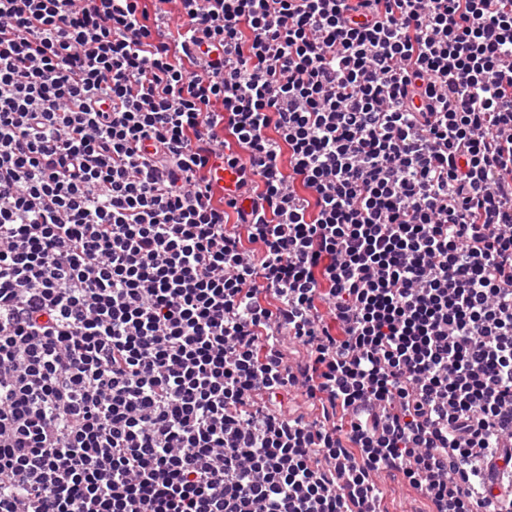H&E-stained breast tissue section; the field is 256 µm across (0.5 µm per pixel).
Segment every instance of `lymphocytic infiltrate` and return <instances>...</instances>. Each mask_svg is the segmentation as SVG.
<instances>
[{
  "instance_id": "f902f5d3",
  "label": "lymphocytic infiltrate",
  "mask_w": 512,
  "mask_h": 512,
  "mask_svg": "<svg viewBox=\"0 0 512 512\" xmlns=\"http://www.w3.org/2000/svg\"><path fill=\"white\" fill-rule=\"evenodd\" d=\"M387 470L512 512V0H0V512Z\"/></svg>"
}]
</instances>
